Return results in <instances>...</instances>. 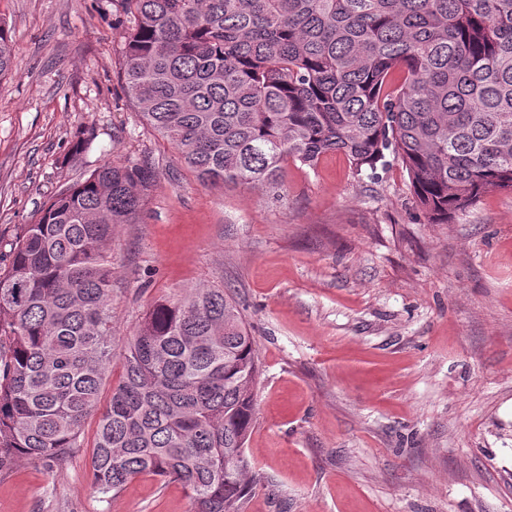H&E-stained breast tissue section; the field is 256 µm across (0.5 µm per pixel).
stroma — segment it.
Listing matches in <instances>:
<instances>
[{
  "label": "stroma",
  "mask_w": 512,
  "mask_h": 512,
  "mask_svg": "<svg viewBox=\"0 0 512 512\" xmlns=\"http://www.w3.org/2000/svg\"><path fill=\"white\" fill-rule=\"evenodd\" d=\"M0 269L9 241L105 163L158 179L112 254V351L155 302L223 287L257 344L243 512H512V192L428 223L401 164L289 167L282 200L201 185L123 92L120 0H0ZM92 143L69 158L79 132ZM99 415L65 464L0 478V512H189L177 482L91 489ZM15 62V49L10 29L3 18H0V80L12 75Z\"/></svg>",
  "instance_id": "stroma-1"
}]
</instances>
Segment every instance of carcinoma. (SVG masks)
<instances>
[{"mask_svg": "<svg viewBox=\"0 0 512 512\" xmlns=\"http://www.w3.org/2000/svg\"><path fill=\"white\" fill-rule=\"evenodd\" d=\"M124 92L199 183L280 198L288 163L328 154L405 167L446 224L512 191V0H123ZM0 18V80L14 70ZM157 171L104 164L49 199L0 273V477L82 447L112 365V255ZM92 447V491L149 474L193 512H242L256 341L220 287L156 301L119 359Z\"/></svg>", "mask_w": 512, "mask_h": 512, "instance_id": "1", "label": "carcinoma"}]
</instances>
